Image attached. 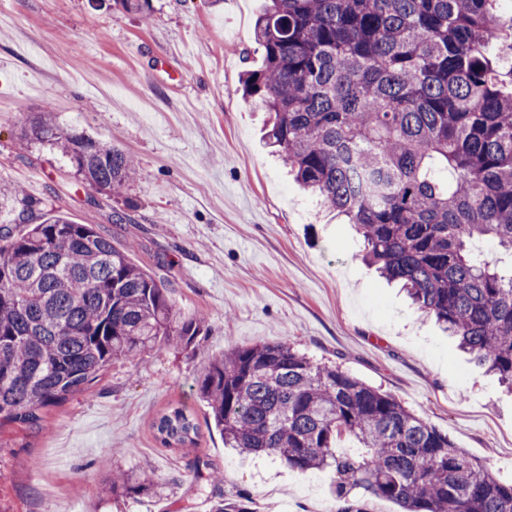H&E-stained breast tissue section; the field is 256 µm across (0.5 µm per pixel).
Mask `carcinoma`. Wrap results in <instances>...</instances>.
Wrapping results in <instances>:
<instances>
[{
  "mask_svg": "<svg viewBox=\"0 0 512 512\" xmlns=\"http://www.w3.org/2000/svg\"><path fill=\"white\" fill-rule=\"evenodd\" d=\"M498 0H268L263 63L243 92L295 181L356 226L363 259L512 389V92L490 45ZM150 17L151 0H114ZM33 138L69 158L97 193L119 192L134 157L42 118ZM0 225V428L36 436L49 409L92 391L119 360L186 350L204 318L90 224L22 200ZM476 239L499 257L474 253ZM224 447L336 473L334 512L352 492L406 512H512L503 483L400 401L286 341L235 346L196 378ZM162 447L197 443L173 405L152 423ZM348 440L351 448L338 443ZM154 480L112 463L116 496ZM212 512H252L218 499Z\"/></svg>",
  "mask_w": 512,
  "mask_h": 512,
  "instance_id": "obj_1",
  "label": "carcinoma"
}]
</instances>
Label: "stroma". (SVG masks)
Wrapping results in <instances>:
<instances>
[{"instance_id": "obj_1", "label": "stroma", "mask_w": 512, "mask_h": 512, "mask_svg": "<svg viewBox=\"0 0 512 512\" xmlns=\"http://www.w3.org/2000/svg\"><path fill=\"white\" fill-rule=\"evenodd\" d=\"M266 4L152 0L145 19L113 0H0V181L129 247L179 308L205 316L195 349L114 363L40 436L0 431V512H210L220 495L252 512H331V470L226 450L194 394L230 346L282 340L389 392L512 480V393L362 261L354 227L303 194L265 139L241 79L262 62ZM39 115L129 152L136 173L120 193L91 191L26 137ZM116 210L131 223H113ZM173 403L198 422L197 447L156 443L151 424ZM197 460L218 484L194 482ZM116 463L152 474L154 489L113 496Z\"/></svg>"}]
</instances>
